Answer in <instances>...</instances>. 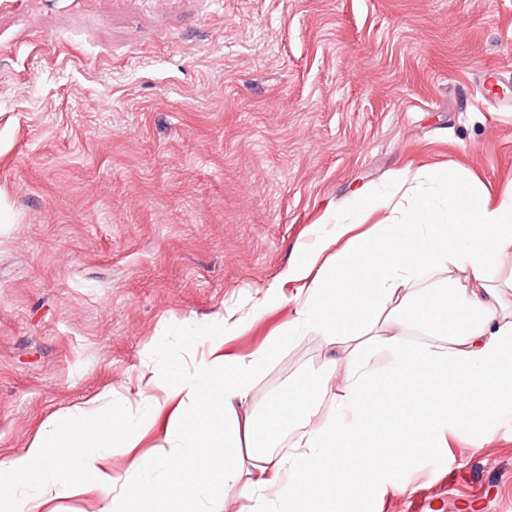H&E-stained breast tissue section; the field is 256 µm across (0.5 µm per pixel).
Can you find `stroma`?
I'll return each mask as SVG.
<instances>
[{"mask_svg": "<svg viewBox=\"0 0 512 512\" xmlns=\"http://www.w3.org/2000/svg\"><path fill=\"white\" fill-rule=\"evenodd\" d=\"M499 69L483 86L485 68ZM512 0H0V462L200 331L291 320L285 281L359 190L445 167L512 192ZM288 302L252 317L271 287ZM309 330L251 386L326 382ZM389 469L359 512H512V415Z\"/></svg>", "mask_w": 512, "mask_h": 512, "instance_id": "obj_1", "label": "stroma"}]
</instances>
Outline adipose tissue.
Segmentation results:
<instances>
[{
  "mask_svg": "<svg viewBox=\"0 0 512 512\" xmlns=\"http://www.w3.org/2000/svg\"><path fill=\"white\" fill-rule=\"evenodd\" d=\"M429 180V196L401 210L399 222L374 225L350 250L326 241L289 267V280L304 290L294 318L269 347L226 356L225 343L244 323L226 309L192 372L174 379L157 371L146 380L144 422L104 414L88 401L0 465V502L19 495L25 512H44L70 476L100 488L116 484L97 462L99 448L109 443L134 451L135 469H162L167 479L136 484L132 496L104 500L100 512H224L232 491L253 501L254 512H317L322 501L353 512L360 493L381 487L385 464L435 454L446 447L449 431L477 428L490 412L512 407V295L490 277L512 256V194L493 197L445 168L432 170ZM407 182L402 176L388 190L361 193L337 220V237L353 235L370 214L393 209ZM431 266L460 273L449 282L460 329L414 343L404 337V315L441 317L440 293L417 287ZM382 320L393 326L390 337L375 332ZM302 329L320 331L337 352L335 407L319 416L315 390L295 386L271 403L264 419L242 410L272 348ZM161 418L178 456L138 451L144 431ZM291 425L302 430L291 456L257 447L259 429L274 438ZM63 435L80 446L64 460L50 453ZM247 457L255 471L249 480L242 477Z\"/></svg>",
  "mask_w": 512,
  "mask_h": 512,
  "instance_id": "obj_1",
  "label": "adipose tissue"
}]
</instances>
